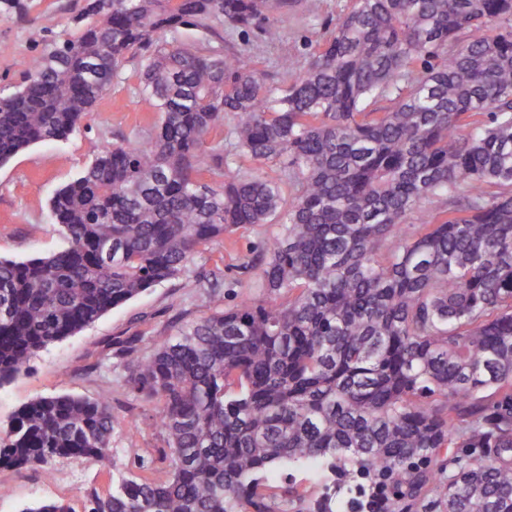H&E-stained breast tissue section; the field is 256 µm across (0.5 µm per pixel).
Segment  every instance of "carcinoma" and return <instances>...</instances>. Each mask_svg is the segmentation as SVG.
Returning a JSON list of instances; mask_svg holds the SVG:
<instances>
[{"label":"carcinoma","mask_w":512,"mask_h":512,"mask_svg":"<svg viewBox=\"0 0 512 512\" xmlns=\"http://www.w3.org/2000/svg\"><path fill=\"white\" fill-rule=\"evenodd\" d=\"M301 6L86 0L79 36L22 63L0 165L79 130L130 57L157 121L55 191L65 249L0 258V384L216 240L281 230L260 295L224 308L209 285L211 314L121 342L158 457L121 470L109 399L56 394L0 431V468L95 462L111 487L84 512H512V0H352L290 84L181 37L222 21L274 43Z\"/></svg>","instance_id":"cac0c4a2"}]
</instances>
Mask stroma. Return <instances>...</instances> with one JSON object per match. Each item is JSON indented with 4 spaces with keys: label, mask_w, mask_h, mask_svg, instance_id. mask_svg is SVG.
Masks as SVG:
<instances>
[{
    "label": "stroma",
    "mask_w": 512,
    "mask_h": 512,
    "mask_svg": "<svg viewBox=\"0 0 512 512\" xmlns=\"http://www.w3.org/2000/svg\"><path fill=\"white\" fill-rule=\"evenodd\" d=\"M22 5L23 14L0 18V97L15 91L21 61L40 50L43 40L76 35L75 18L84 0H22ZM349 5L350 0H307L304 7L284 16L279 42L268 44L255 35L237 33L232 37L234 48L256 57L261 68L273 73L287 58L304 67L314 41L325 36L331 19ZM137 72L136 62L125 63L96 110L68 139L39 143L0 166V257L24 260L64 247L50 218L51 196L77 177L104 144L149 131L155 121L138 103ZM279 230V225L261 224L218 239L194 257L189 276L142 293L77 335L37 353L25 374L0 384V426L39 395L105 396L116 418L112 449L118 465L126 466L136 453L154 456L164 445L152 425L158 407L142 401L127 386L126 369L115 354L118 341L137 333L165 336L177 324L214 312V304L198 286L210 275H218L225 304L258 294L260 269L252 261L258 246ZM108 488V481L88 460H62L46 469H0V512H18L23 503L39 500H59L73 512H84L87 493Z\"/></svg>",
    "instance_id": "stroma-1"
}]
</instances>
